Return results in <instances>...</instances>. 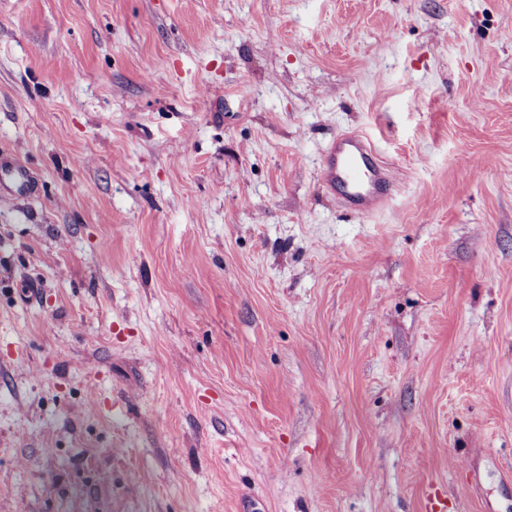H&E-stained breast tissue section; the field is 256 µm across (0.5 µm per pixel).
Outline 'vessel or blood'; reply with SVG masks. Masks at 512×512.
Segmentation results:
<instances>
[{
	"label": "vessel or blood",
	"instance_id": "obj_1",
	"mask_svg": "<svg viewBox=\"0 0 512 512\" xmlns=\"http://www.w3.org/2000/svg\"><path fill=\"white\" fill-rule=\"evenodd\" d=\"M323 183L361 216L378 212L386 204L391 188L383 162L360 135L337 136L325 158Z\"/></svg>",
	"mask_w": 512,
	"mask_h": 512
}]
</instances>
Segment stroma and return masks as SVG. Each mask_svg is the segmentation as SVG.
I'll return each mask as SVG.
<instances>
[{
    "label": "stroma",
    "instance_id": "1",
    "mask_svg": "<svg viewBox=\"0 0 512 512\" xmlns=\"http://www.w3.org/2000/svg\"><path fill=\"white\" fill-rule=\"evenodd\" d=\"M1 150L0 512H512V0H0ZM323 184L354 213L368 216L388 200L386 168L362 135H338L325 158Z\"/></svg>",
    "mask_w": 512,
    "mask_h": 512
}]
</instances>
